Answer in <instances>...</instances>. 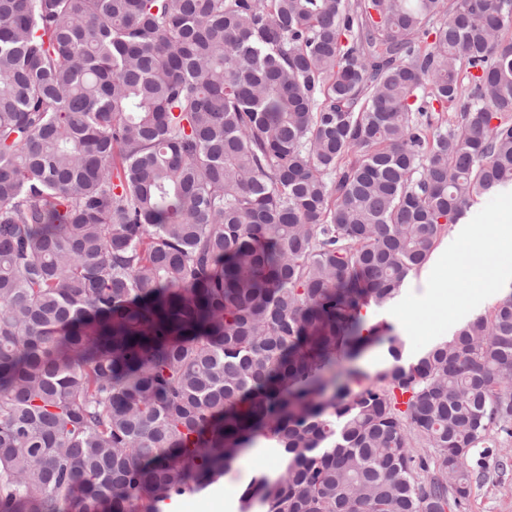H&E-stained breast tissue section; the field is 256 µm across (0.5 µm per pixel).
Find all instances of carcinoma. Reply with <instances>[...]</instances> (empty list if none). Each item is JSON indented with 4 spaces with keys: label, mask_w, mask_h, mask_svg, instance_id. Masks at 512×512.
I'll use <instances>...</instances> for the list:
<instances>
[{
    "label": "carcinoma",
    "mask_w": 512,
    "mask_h": 512,
    "mask_svg": "<svg viewBox=\"0 0 512 512\" xmlns=\"http://www.w3.org/2000/svg\"><path fill=\"white\" fill-rule=\"evenodd\" d=\"M510 29L512 0H0V512H160L261 439L238 512H457L512 435V293L407 361L361 310L512 188ZM390 359L386 348L382 345H373L367 349L357 361L372 377Z\"/></svg>",
    "instance_id": "1"
}]
</instances>
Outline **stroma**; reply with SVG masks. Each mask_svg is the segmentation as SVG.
<instances>
[{
	"label": "stroma",
	"mask_w": 512,
	"mask_h": 512,
	"mask_svg": "<svg viewBox=\"0 0 512 512\" xmlns=\"http://www.w3.org/2000/svg\"><path fill=\"white\" fill-rule=\"evenodd\" d=\"M464 223L476 236L499 225L512 226V189L479 199L467 210ZM432 290L425 273H418L404 283L397 298L370 311L376 323L392 326L404 339L406 357H414L425 347L451 336L467 320L489 312L512 293V249L489 248L476 253L472 272L449 280L448 303L443 308L430 307L428 296ZM496 443L495 456L490 458L484 476L474 483L460 512H512V436L498 433ZM280 466L281 458L274 449H247L224 478L195 498L206 502L220 490L227 502L238 503L253 475H273Z\"/></svg>",
	"instance_id": "35a3bbf8"
}]
</instances>
